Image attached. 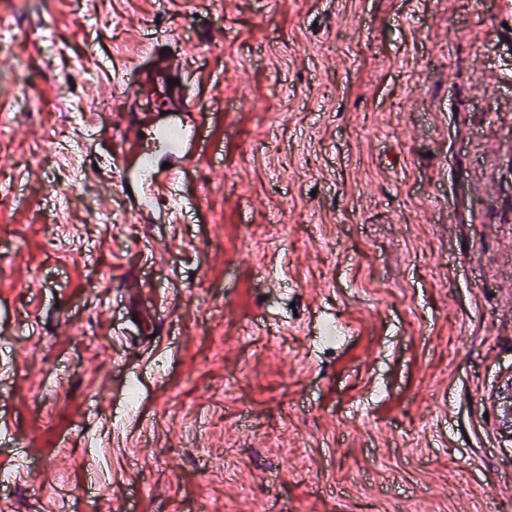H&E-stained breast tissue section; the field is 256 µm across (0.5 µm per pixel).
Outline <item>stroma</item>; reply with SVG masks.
Returning <instances> with one entry per match:
<instances>
[{
	"label": "stroma",
	"mask_w": 512,
	"mask_h": 512,
	"mask_svg": "<svg viewBox=\"0 0 512 512\" xmlns=\"http://www.w3.org/2000/svg\"><path fill=\"white\" fill-rule=\"evenodd\" d=\"M508 63L497 0H0V512H512ZM182 171L175 169L168 173L162 180H152L149 184L154 194L162 195L168 198L171 214H179L181 209L180 199L174 192V186L178 182Z\"/></svg>",
	"instance_id": "obj_1"
}]
</instances>
